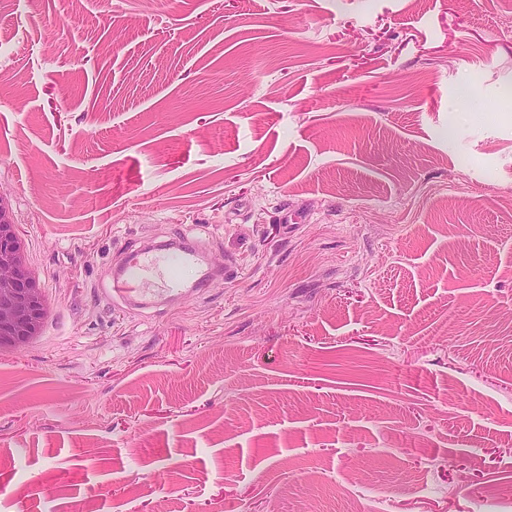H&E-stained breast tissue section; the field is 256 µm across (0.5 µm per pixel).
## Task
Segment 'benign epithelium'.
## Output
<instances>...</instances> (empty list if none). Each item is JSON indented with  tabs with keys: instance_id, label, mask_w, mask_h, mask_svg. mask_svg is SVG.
Segmentation results:
<instances>
[{
	"instance_id": "1",
	"label": "benign epithelium",
	"mask_w": 512,
	"mask_h": 512,
	"mask_svg": "<svg viewBox=\"0 0 512 512\" xmlns=\"http://www.w3.org/2000/svg\"><path fill=\"white\" fill-rule=\"evenodd\" d=\"M47 315L42 288L26 267L9 209L0 196V351L35 340Z\"/></svg>"
}]
</instances>
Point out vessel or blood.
Masks as SVG:
<instances>
[{"mask_svg":"<svg viewBox=\"0 0 512 512\" xmlns=\"http://www.w3.org/2000/svg\"><path fill=\"white\" fill-rule=\"evenodd\" d=\"M203 254L201 244L182 238L143 246L114 268L106 293L124 303H139L157 293L177 298L185 296L182 272L200 264Z\"/></svg>","mask_w":512,"mask_h":512,"instance_id":"obj_1","label":"vessel or blood"}]
</instances>
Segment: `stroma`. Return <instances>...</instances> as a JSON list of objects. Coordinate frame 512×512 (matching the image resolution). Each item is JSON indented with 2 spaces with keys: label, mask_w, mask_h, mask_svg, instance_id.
Here are the masks:
<instances>
[{
  "label": "stroma",
  "mask_w": 512,
  "mask_h": 512,
  "mask_svg": "<svg viewBox=\"0 0 512 512\" xmlns=\"http://www.w3.org/2000/svg\"><path fill=\"white\" fill-rule=\"evenodd\" d=\"M0 195V512L512 502V0H0ZM184 234L200 293L105 296ZM14 226L0 195V351L31 343L48 315L42 288L26 267Z\"/></svg>",
  "instance_id": "obj_1"
}]
</instances>
